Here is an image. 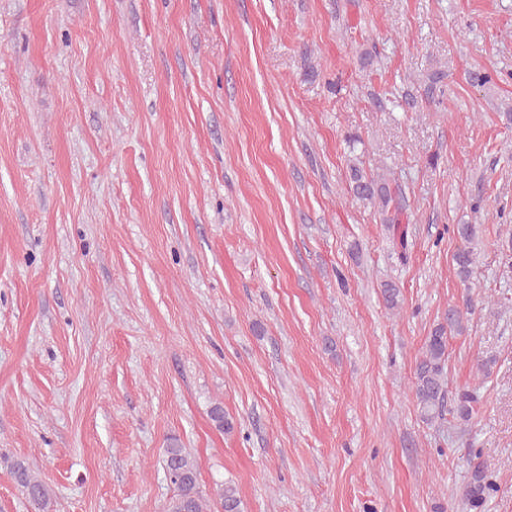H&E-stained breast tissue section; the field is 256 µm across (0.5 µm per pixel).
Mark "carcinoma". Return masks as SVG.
I'll return each mask as SVG.
<instances>
[{
	"label": "carcinoma",
	"instance_id": "carcinoma-1",
	"mask_svg": "<svg viewBox=\"0 0 512 512\" xmlns=\"http://www.w3.org/2000/svg\"><path fill=\"white\" fill-rule=\"evenodd\" d=\"M350 180V192L354 198L377 206L382 223L390 227L398 223L402 210L399 186L385 178L369 177L356 165L350 167ZM453 234L463 242V247L453 255V261L459 279L465 283L470 279L476 262L471 247L476 238V226L458 224L453 228ZM381 295L388 309L394 310L400 306V290L396 285L384 284ZM465 320L467 317L461 309L448 306L442 321L426 337L416 363L412 391L421 420L428 425L443 418L449 400L454 404L456 416L463 421L471 420L478 412L479 397L475 390L466 387L455 392L452 397L448 391V332H462ZM210 417L219 429L227 433L234 429L233 421L221 405L211 407ZM162 462L167 478L176 489L165 512H208L209 500L200 490L196 465L191 454L182 447L179 438H167ZM11 473L33 512H52L49 488L24 461L13 462ZM496 489L497 485L488 467L482 465L473 472L463 491V499L470 508L478 509ZM215 503L217 512H243L238 489L230 481L216 485Z\"/></svg>",
	"mask_w": 512,
	"mask_h": 512
}]
</instances>
